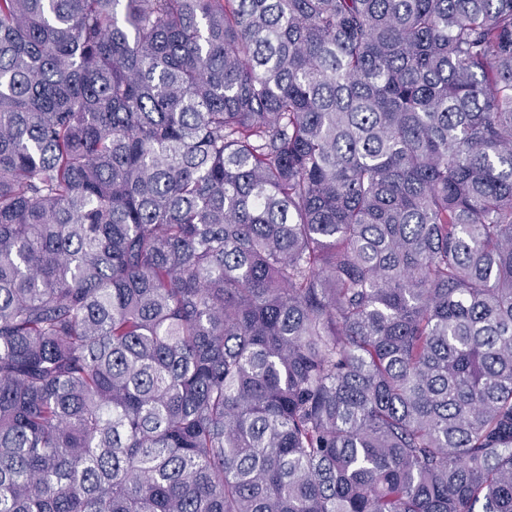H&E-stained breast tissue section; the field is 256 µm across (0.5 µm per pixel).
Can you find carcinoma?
Listing matches in <instances>:
<instances>
[{"label":"carcinoma","mask_w":512,"mask_h":512,"mask_svg":"<svg viewBox=\"0 0 512 512\" xmlns=\"http://www.w3.org/2000/svg\"><path fill=\"white\" fill-rule=\"evenodd\" d=\"M0 512H512V0H0Z\"/></svg>","instance_id":"1"}]
</instances>
